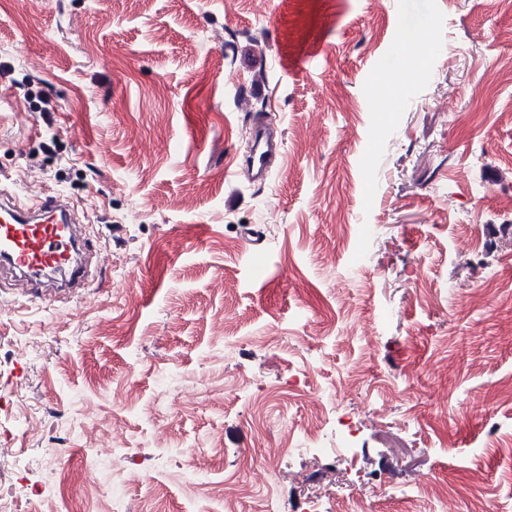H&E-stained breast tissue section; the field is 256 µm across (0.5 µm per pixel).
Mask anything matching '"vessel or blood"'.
Returning a JSON list of instances; mask_svg holds the SVG:
<instances>
[{"instance_id": "b4317fda", "label": "vessel or blood", "mask_w": 512, "mask_h": 512, "mask_svg": "<svg viewBox=\"0 0 512 512\" xmlns=\"http://www.w3.org/2000/svg\"><path fill=\"white\" fill-rule=\"evenodd\" d=\"M253 165L265 174L271 158L280 151L279 141L263 127H255ZM88 238L62 195L44 196L20 205L0 198V263L20 274L30 292L45 284L48 270L63 271V285L83 287L88 280Z\"/></svg>"}]
</instances>
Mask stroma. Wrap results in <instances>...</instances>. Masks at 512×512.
I'll return each instance as SVG.
<instances>
[{
	"instance_id": "1",
	"label": "stroma",
	"mask_w": 512,
	"mask_h": 512,
	"mask_svg": "<svg viewBox=\"0 0 512 512\" xmlns=\"http://www.w3.org/2000/svg\"><path fill=\"white\" fill-rule=\"evenodd\" d=\"M425 21L439 47L384 66ZM1 62L0 193L65 195L109 258L76 293L0 278L12 512H224L228 483L264 512L314 398L355 435L342 470L281 456L295 512L352 488L440 512L434 483L512 512V0H0ZM263 102L284 153L257 185L235 172Z\"/></svg>"
}]
</instances>
